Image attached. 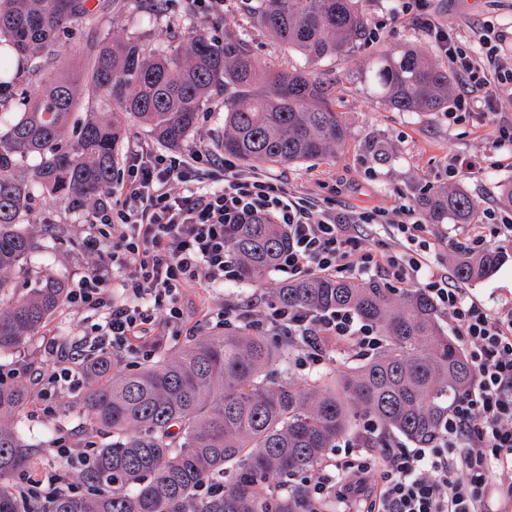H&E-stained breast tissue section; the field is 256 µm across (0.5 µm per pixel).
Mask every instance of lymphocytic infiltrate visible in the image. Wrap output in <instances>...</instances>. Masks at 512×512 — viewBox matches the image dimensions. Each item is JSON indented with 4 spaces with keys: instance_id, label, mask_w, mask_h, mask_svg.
<instances>
[{
    "instance_id": "f902f5d3",
    "label": "lymphocytic infiltrate",
    "mask_w": 512,
    "mask_h": 512,
    "mask_svg": "<svg viewBox=\"0 0 512 512\" xmlns=\"http://www.w3.org/2000/svg\"><path fill=\"white\" fill-rule=\"evenodd\" d=\"M397 2L398 14L423 29L464 83L449 118L492 111L498 93L512 87V60L502 53L494 28L485 27L475 51L431 17L428 0ZM211 166L210 155L200 150L167 157L143 144L131 147L119 209L95 216L99 235L88 246L99 260L66 298L70 306L101 311L102 320L68 349L45 341L47 363L31 374L40 395L47 399L57 387H81L86 350L137 352L155 336L157 314H164L166 327L179 325L182 290L235 279L229 232L265 217L288 230L290 243L278 266L286 280L383 271L396 284L431 295L468 351L473 383L435 437L389 451L376 465L359 457L358 470L372 476L365 512H512V485L496 489L491 482L495 472L512 471V298L491 308L451 277L428 272L439 241L429 225L401 222L395 240L377 246L364 241L358 227L380 223L381 212L348 217L317 207L289 193L279 179L236 170L229 161L223 185L212 187ZM176 184L183 193L173 192ZM116 274L122 281L117 291L111 285ZM274 319L295 336L348 339L362 349L378 342L347 313L309 319L279 309Z\"/></svg>"
}]
</instances>
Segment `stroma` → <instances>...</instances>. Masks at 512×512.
<instances>
[{"label": "stroma", "mask_w": 512, "mask_h": 512, "mask_svg": "<svg viewBox=\"0 0 512 512\" xmlns=\"http://www.w3.org/2000/svg\"><path fill=\"white\" fill-rule=\"evenodd\" d=\"M96 18L80 23L68 52L53 65L57 74L81 70L95 48L109 40H141L148 48L177 51L194 36L223 38L233 33L253 49L260 68L300 69L323 84L336 102L347 129V143L335 158L297 164L267 163L260 173L278 177L290 193L321 208L356 214L371 210L387 213L386 224L371 226L368 236L388 239L392 226L402 221L403 209L424 217L419 198L424 190L458 187L469 197L474 213L493 210L498 219L512 217V205L503 196L512 187V154L497 150L491 129L512 122V95L502 94L488 115L463 114L449 122L445 110L400 112L373 96L363 80L365 63L381 53L401 48L429 47L425 34L407 18L397 16L394 0H364L369 20L366 40L343 55L310 63L304 56L257 28L249 17L251 0H224V11L208 14L193 0H91ZM432 17L466 38H474L486 23H493L506 43H512V0H428ZM224 97L216 95L205 106L199 124L182 145V152L203 150L224 159ZM93 216L73 212L43 193H36L24 219L37 243L28 271L15 282V294L38 280L74 283L94 265L95 252L87 246L93 234ZM508 259L490 278L469 282L471 296L495 304L512 296V245ZM185 323L178 337H167L162 347L148 346L115 357L113 375L119 376L149 364L161 349L187 343L215 332L213 313L244 309L247 321L267 334H280L273 319L275 305L267 286L227 282L183 292ZM93 310L62 306L40 335L20 348L0 352V383L27 388L29 399L18 415L34 449L33 469H58L62 459L54 442L65 438L73 445L70 486L80 482L85 457L111 442L110 432L92 429L80 410V392L61 388L50 400H41L31 387L29 372L43 366L41 345L53 337L71 345L75 336L96 323Z\"/></svg>", "instance_id": "stroma-1"}]
</instances>
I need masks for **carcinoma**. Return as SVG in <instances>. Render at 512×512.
<instances>
[{"instance_id":"obj_1","label":"carcinoma","mask_w":512,"mask_h":512,"mask_svg":"<svg viewBox=\"0 0 512 512\" xmlns=\"http://www.w3.org/2000/svg\"><path fill=\"white\" fill-rule=\"evenodd\" d=\"M254 22L315 63L366 37L361 0H254ZM96 14L90 0H0V41L21 59L18 79L67 51L74 27ZM433 52L404 48L367 62L369 91L401 112L448 105V69ZM224 93V152L247 165L316 162L344 147L347 130L327 89L300 70L259 71L251 46L189 39L184 52L151 54L136 41L100 45L75 78L52 77L24 109L0 100V296L12 289L35 250L21 228L40 190L75 211L94 209L112 184L124 117L154 139L180 147L204 102ZM84 107L86 118L75 120ZM34 158L31 165L28 160ZM428 223L473 217L460 188L422 198ZM239 280L266 283L288 250L284 225L260 218L231 234ZM505 254H459L461 282L489 278ZM60 282L34 284L0 307V351L37 335L64 302ZM279 308L319 319L347 312L373 329L378 346L354 365L298 381L288 372L296 346L251 326L230 324L162 353L135 372L110 378L113 358L92 361L81 400L86 420L112 432L81 474L85 494L30 497L31 512H325L300 476L336 441L372 420L377 432L429 439L471 386L468 358L440 323L431 297L315 275L271 288ZM27 394L0 385V512H24L7 480L30 464L33 448L17 425ZM204 483L219 484L204 495Z\"/></svg>"}]
</instances>
